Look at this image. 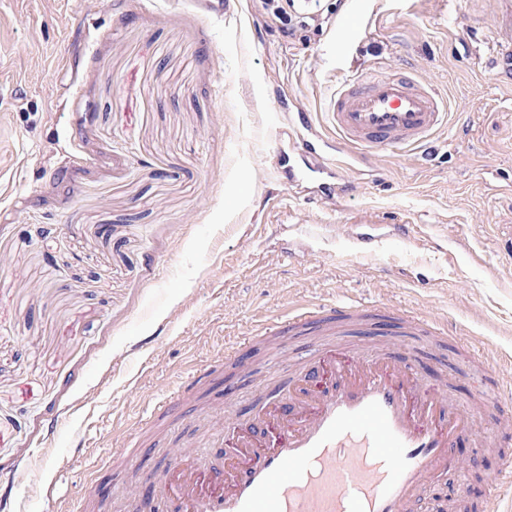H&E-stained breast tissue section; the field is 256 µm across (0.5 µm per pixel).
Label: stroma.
I'll return each mask as SVG.
<instances>
[{
	"instance_id": "obj_1",
	"label": "stroma",
	"mask_w": 512,
	"mask_h": 512,
	"mask_svg": "<svg viewBox=\"0 0 512 512\" xmlns=\"http://www.w3.org/2000/svg\"><path fill=\"white\" fill-rule=\"evenodd\" d=\"M496 0H338L281 31L263 0L221 20L189 0H0V512H63L90 460L222 345L303 305L409 310L453 338L434 379L464 406L462 349L512 385V68L493 71ZM406 71L447 101L421 149L352 157L311 201L270 165V99L328 141L329 96L359 66ZM375 251L356 256L358 238ZM257 350L225 397L287 378ZM420 512H485L512 420L482 421ZM160 456L99 473L123 512Z\"/></svg>"
}]
</instances>
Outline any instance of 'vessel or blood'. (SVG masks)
I'll list each match as a JSON object with an SVG mask.
<instances>
[{
  "mask_svg": "<svg viewBox=\"0 0 512 512\" xmlns=\"http://www.w3.org/2000/svg\"><path fill=\"white\" fill-rule=\"evenodd\" d=\"M498 17L499 59L506 62L512 60V0H498ZM327 115L341 140L366 155L424 143L444 121L446 104L413 77L363 69L336 88ZM275 140L280 147L273 163L288 182L311 183L315 198L339 191L341 162L327 156L308 112L296 110ZM357 321L386 337V344L358 346L350 365L335 348L319 349L329 373L322 394L302 391L301 381L318 370L301 367L271 390L262 416L247 425L227 423L214 435L210 445L221 466L205 469L196 454L166 450V467L143 478L132 502L136 512H416L439 476L460 471L451 454L456 441L475 434L472 410L432 394L421 361L404 344L405 337L427 331L431 319L331 303L286 312L264 332L284 344L293 336H332L337 324ZM249 353L242 343L214 356L174 395L149 407L145 425L163 432L178 423L183 403L225 365L245 363ZM498 476L487 512H502L512 495V466L500 467ZM110 506L92 477L66 512H107Z\"/></svg>",
  "mask_w": 512,
  "mask_h": 512,
  "instance_id": "b4317fda",
  "label": "vessel or blood"
}]
</instances>
